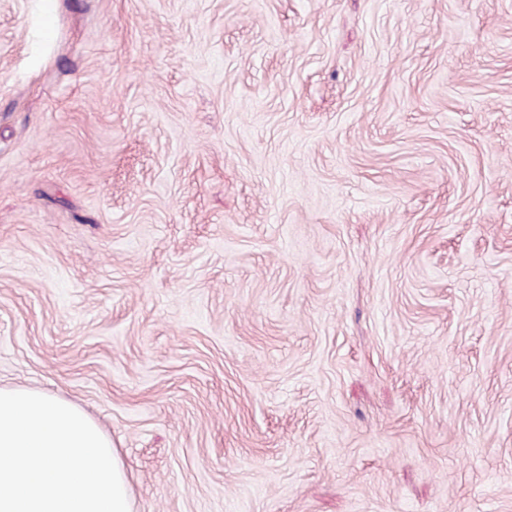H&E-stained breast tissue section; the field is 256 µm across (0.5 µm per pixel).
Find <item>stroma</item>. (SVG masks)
I'll return each mask as SVG.
<instances>
[{"label":"stroma","mask_w":512,"mask_h":512,"mask_svg":"<svg viewBox=\"0 0 512 512\" xmlns=\"http://www.w3.org/2000/svg\"><path fill=\"white\" fill-rule=\"evenodd\" d=\"M0 387L133 512H512V0H0Z\"/></svg>","instance_id":"obj_1"}]
</instances>
